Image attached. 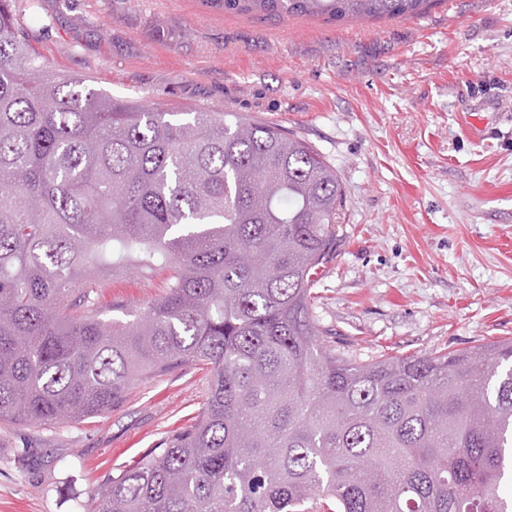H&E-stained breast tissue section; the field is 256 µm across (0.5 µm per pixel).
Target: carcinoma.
I'll return each instance as SVG.
<instances>
[{"instance_id":"carcinoma-1","label":"carcinoma","mask_w":512,"mask_h":512,"mask_svg":"<svg viewBox=\"0 0 512 512\" xmlns=\"http://www.w3.org/2000/svg\"><path fill=\"white\" fill-rule=\"evenodd\" d=\"M215 2L341 20L432 0ZM343 199L277 126L54 72L0 0V422L94 418L205 366L192 422L85 512H512V339L369 363L324 346L311 290ZM160 269L161 297L103 318L101 275Z\"/></svg>"}]
</instances>
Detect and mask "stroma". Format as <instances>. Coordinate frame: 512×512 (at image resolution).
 <instances>
[{"mask_svg": "<svg viewBox=\"0 0 512 512\" xmlns=\"http://www.w3.org/2000/svg\"><path fill=\"white\" fill-rule=\"evenodd\" d=\"M29 43L118 101L236 112L306 141L345 190L314 287L326 344L355 362L512 338V0L331 20L215 0H13ZM129 273L101 302L159 298ZM208 370L143 378L111 413L0 423V512H81L108 474L185 427ZM38 454L37 466H20Z\"/></svg>", "mask_w": 512, "mask_h": 512, "instance_id": "1", "label": "stroma"}]
</instances>
